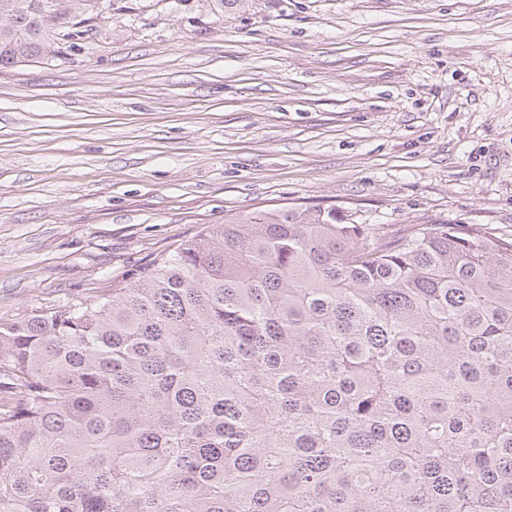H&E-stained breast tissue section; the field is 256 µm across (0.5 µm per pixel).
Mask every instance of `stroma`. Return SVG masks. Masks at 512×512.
I'll list each match as a JSON object with an SVG mask.
<instances>
[{
	"instance_id": "stroma-1",
	"label": "stroma",
	"mask_w": 512,
	"mask_h": 512,
	"mask_svg": "<svg viewBox=\"0 0 512 512\" xmlns=\"http://www.w3.org/2000/svg\"><path fill=\"white\" fill-rule=\"evenodd\" d=\"M0 73V315L226 216L512 239V0H111Z\"/></svg>"
}]
</instances>
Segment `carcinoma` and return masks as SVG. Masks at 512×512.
I'll return each mask as SVG.
<instances>
[{"label": "carcinoma", "instance_id": "carcinoma-1", "mask_svg": "<svg viewBox=\"0 0 512 512\" xmlns=\"http://www.w3.org/2000/svg\"><path fill=\"white\" fill-rule=\"evenodd\" d=\"M0 512H512V240L283 205L0 315Z\"/></svg>", "mask_w": 512, "mask_h": 512}]
</instances>
